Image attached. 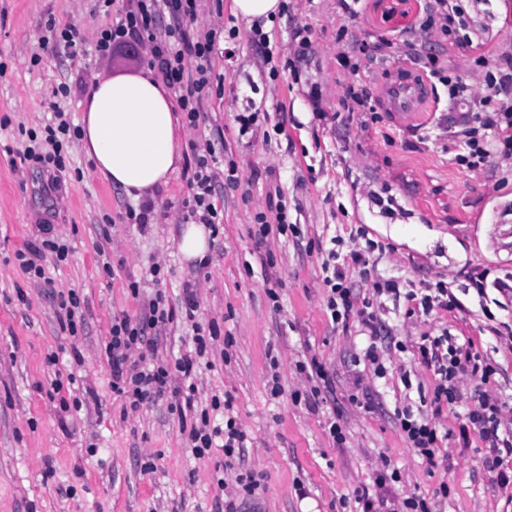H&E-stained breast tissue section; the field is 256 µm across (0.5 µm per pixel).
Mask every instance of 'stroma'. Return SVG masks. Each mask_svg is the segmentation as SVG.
Returning <instances> with one entry per match:
<instances>
[{"label": "stroma", "instance_id": "35a3bbf8", "mask_svg": "<svg viewBox=\"0 0 512 512\" xmlns=\"http://www.w3.org/2000/svg\"><path fill=\"white\" fill-rule=\"evenodd\" d=\"M281 4L261 25L265 63L232 0L198 4L197 29L218 35L199 126L179 129L182 156L191 161L192 144L221 139L220 156L236 177L215 185L223 220L202 268L179 250L181 203L193 194L184 169L155 191V217L140 226L126 218L139 200L93 175L80 142L64 150L65 169L48 197L46 167L20 157L28 131L40 130L53 107L80 120L96 78L140 73L141 48L95 54L112 22L101 0H0V512H224L226 492L245 472L261 487L241 512H359V491L372 487L385 461L401 476L393 496H422L431 512H512V487H499L480 439L467 448L445 444L430 465L395 419L397 409H421L433 391L415 353L420 336L446 332L471 340L494 369L485 384L461 378L465 400L486 392L506 401L501 430L512 433V335L497 333L512 326V160L492 156L475 171L459 165L454 134L469 104L448 96L452 79L480 94L487 68L479 55L512 53V0H462L468 26L453 42L423 31L433 0ZM51 25L74 31V50L44 48ZM299 29L307 48L293 38ZM433 57L440 73L430 70ZM402 73L428 89L410 119L383 100L384 86ZM350 86L366 106L345 101ZM240 112L260 113L256 134H240ZM274 192L297 231L260 243L254 216ZM43 224L70 245L65 262L44 259L48 288L15 259ZM333 248L366 254L345 272L357 301H369L377 317L385 378L365 364L362 325L354 320L342 331L324 310L321 265ZM155 263L157 282L144 275ZM482 270L480 295L468 276ZM387 280L407 289L449 283L460 306L407 314L404 303L377 295ZM188 285L199 322L218 330L207 365L190 381L195 406L220 423L211 402L231 395L248 434L230 469L223 449L193 454L168 401L128 411L110 388L102 347L113 317L138 316L158 293L179 305ZM69 290L81 299L74 337L58 324L57 295ZM311 354L333 379L313 410L292 399L309 388L296 366ZM275 375L283 393L273 399ZM55 389L72 410L50 398ZM336 416L346 436L340 445L328 432Z\"/></svg>", "mask_w": 512, "mask_h": 512}]
</instances>
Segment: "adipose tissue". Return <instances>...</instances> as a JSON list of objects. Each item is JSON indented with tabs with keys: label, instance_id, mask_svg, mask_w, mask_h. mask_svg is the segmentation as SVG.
<instances>
[{
	"label": "adipose tissue",
	"instance_id": "ef3b65f1",
	"mask_svg": "<svg viewBox=\"0 0 512 512\" xmlns=\"http://www.w3.org/2000/svg\"><path fill=\"white\" fill-rule=\"evenodd\" d=\"M81 133L94 172L138 198L166 182L182 158L168 91L148 71L96 80Z\"/></svg>",
	"mask_w": 512,
	"mask_h": 512
}]
</instances>
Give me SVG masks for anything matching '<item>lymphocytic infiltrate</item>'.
Returning a JSON list of instances; mask_svg holds the SVG:
<instances>
[{
    "mask_svg": "<svg viewBox=\"0 0 512 512\" xmlns=\"http://www.w3.org/2000/svg\"><path fill=\"white\" fill-rule=\"evenodd\" d=\"M198 0H136L134 8L121 14L118 21L105 29L96 44V53L111 54L117 47L135 44L145 53L146 65L155 77L173 90L189 127H197L203 110L205 89L210 83V56L214 48V31L199 33L191 23L197 18ZM486 96L476 100V110L459 132L466 148L457 155L458 164L474 170L483 165L492 152H500L512 159V55L501 56L493 71L487 72ZM45 141L52 154L42 155L34 147H26L23 157L28 161L53 164L64 169L61 156L63 143L75 136L71 120L64 112H56L55 121L44 128ZM221 160L212 143H205L204 150L195 154L190 184L195 192L185 201V216L193 223L216 226L218 210L212 202L214 185L219 177ZM70 247L66 241L47 237L17 251L19 267L36 281L44 280L42 265L44 255H53L56 261H65ZM328 288L326 309L334 323L348 326L350 317H357L366 328H374L375 315L367 308L356 307L354 295L346 282L344 267L334 264L330 275L325 276ZM384 294L404 298L408 313L433 310H454L456 297L445 285H438L427 292L401 291L397 282H385ZM198 302L193 291H186L181 306L166 304L162 296H155L143 316L114 317L110 337L104 344V354L111 367V389L117 398L130 408H138L148 400L171 394L182 398L185 408H193V392H185L173 384L174 375L188 378L195 374L200 359L208 356L216 332H208L196 325L194 319ZM186 320L194 323L193 348L177 358L174 364L161 361L151 363L146 357H135L134 351L143 345L148 331ZM472 342L445 345L443 337L422 336L417 346L420 364L435 377L434 394L430 402L432 415L418 418L407 408L398 410L396 418L400 429L415 454L427 463H434L441 444L457 441L469 446L472 437H479L490 451L485 464L497 473L500 486L512 485V473L503 470L504 456L512 455V438L499 433L504 403L500 398L484 396L473 409L468 410L457 429L440 430L435 420L444 408L461 403L463 395L458 387L463 375L487 381L491 370L483 366L478 354L472 351ZM186 435L197 455H205L214 447L216 439H223L225 460L238 457L247 441V434L234 418H227L223 427H211L208 412H201L192 422Z\"/></svg>",
    "mask_w": 512,
    "mask_h": 512,
    "instance_id": "lymphocytic-infiltrate-1",
    "label": "lymphocytic infiltrate"
}]
</instances>
